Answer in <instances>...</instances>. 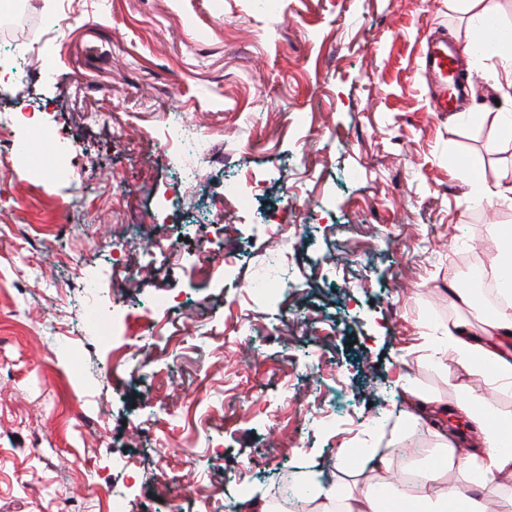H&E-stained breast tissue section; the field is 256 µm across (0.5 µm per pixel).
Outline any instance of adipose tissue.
Instances as JSON below:
<instances>
[{
    "label": "adipose tissue",
    "mask_w": 512,
    "mask_h": 512,
    "mask_svg": "<svg viewBox=\"0 0 512 512\" xmlns=\"http://www.w3.org/2000/svg\"><path fill=\"white\" fill-rule=\"evenodd\" d=\"M438 359H455L457 364L486 372L496 386L512 385V313L495 317L479 316L477 321L462 318L451 322L436 345ZM456 408L471 419L482 435L478 448H459L451 436H444L438 460L418 470L416 496L398 493L394 483H386L385 494L366 490L356 493L344 480L316 482V512H385L383 497L399 504V512H486L484 497L472 494L499 476H512V450L493 427L495 413L488 400L461 395ZM456 467L459 483L440 487L445 467Z\"/></svg>",
    "instance_id": "obj_1"
}]
</instances>
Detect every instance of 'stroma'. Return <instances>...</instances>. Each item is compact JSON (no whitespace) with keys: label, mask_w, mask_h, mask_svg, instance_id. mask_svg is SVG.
<instances>
[{"label":"stroma","mask_w":512,"mask_h":512,"mask_svg":"<svg viewBox=\"0 0 512 512\" xmlns=\"http://www.w3.org/2000/svg\"><path fill=\"white\" fill-rule=\"evenodd\" d=\"M28 7L56 35L25 79L0 83V113H37L46 152L74 165L0 170V225L19 229L0 237V512L53 498L107 512L114 495L169 512L186 488L209 512H261L283 474L341 476L374 431L399 472L439 444L425 425L395 430L406 382L443 408L466 393L512 415V390L428 357L464 314L448 282L471 244L486 264L512 232V194L468 205L478 182H512L498 147L512 100L495 88L498 41L472 60L467 14L448 0H270L261 14L250 0H75L71 23L57 0ZM439 25L472 69L463 110L437 111L420 63ZM175 123L209 143L188 186L160 147ZM250 173L268 176L252 206L220 216L212 200ZM78 189L91 218L63 209ZM277 232L294 242L284 259ZM159 240L172 251L147 266ZM280 278L287 292L257 296ZM167 297L179 309L156 313ZM91 298L129 316L113 345L82 311ZM118 356V384L103 383Z\"/></svg>","instance_id":"obj_1"}]
</instances>
